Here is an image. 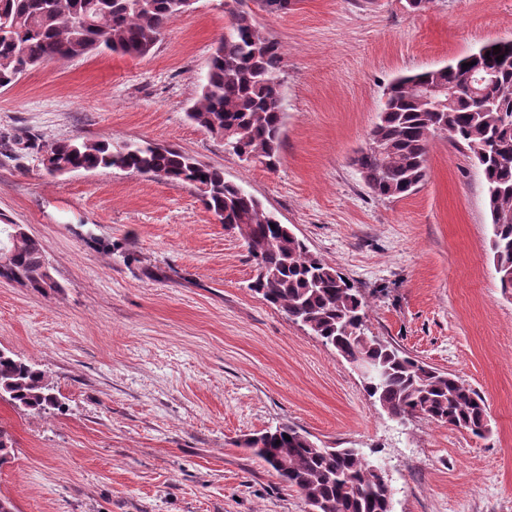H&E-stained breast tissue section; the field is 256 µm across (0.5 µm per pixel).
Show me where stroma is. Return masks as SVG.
<instances>
[{
  "label": "stroma",
  "instance_id": "stroma-1",
  "mask_svg": "<svg viewBox=\"0 0 512 512\" xmlns=\"http://www.w3.org/2000/svg\"><path fill=\"white\" fill-rule=\"evenodd\" d=\"M243 8L282 46L273 170L187 117L223 0H196L145 57L59 60L0 88V217L42 243L60 284L0 281V349L46 370L62 403L0 401L14 440L0 496L16 512H307L243 445L291 423L381 466L392 512H512V294L480 172L440 135L421 187L379 200L351 163L390 81L512 38V0ZM68 137L148 141L223 169L366 297L367 334L480 392L489 433L389 417L346 360L250 290L244 240L194 187L103 168L50 176L44 151Z\"/></svg>",
  "mask_w": 512,
  "mask_h": 512
}]
</instances>
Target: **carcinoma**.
Wrapping results in <instances>:
<instances>
[{
	"mask_svg": "<svg viewBox=\"0 0 512 512\" xmlns=\"http://www.w3.org/2000/svg\"><path fill=\"white\" fill-rule=\"evenodd\" d=\"M195 0H0V87L17 80V65L37 68L62 58L105 51L148 55L169 24ZM493 45L430 71L401 75L385 91L378 122L353 165L382 200L414 193L427 176L428 147L440 131L468 153L479 169L492 218L490 252L501 287L512 290V48ZM281 45L242 9L228 10L201 91L188 117L224 139V151L273 170L282 148ZM469 67H463V64ZM488 72L481 93L464 92L470 75ZM428 87L443 89L431 99ZM44 161L56 171L99 168L148 174L195 186L205 207L252 245L256 276L250 288L289 320L306 328L344 359H367L381 377L364 382L367 394L387 414L406 421L426 419L484 435L483 397L461 377L430 367L409 353L365 332L366 298L335 267L313 254L286 224L224 172L170 147L135 141H56ZM11 258L0 263V280L47 295L59 284L39 240L19 224H0V247ZM0 400L22 411L60 409L52 378L38 365L0 349ZM290 439H285V436ZM0 425V465L14 451ZM306 504L318 512H391L392 492L375 465L357 448H326L291 424L245 441Z\"/></svg>",
	"mask_w": 512,
	"mask_h": 512,
	"instance_id": "obj_1",
	"label": "carcinoma"
}]
</instances>
